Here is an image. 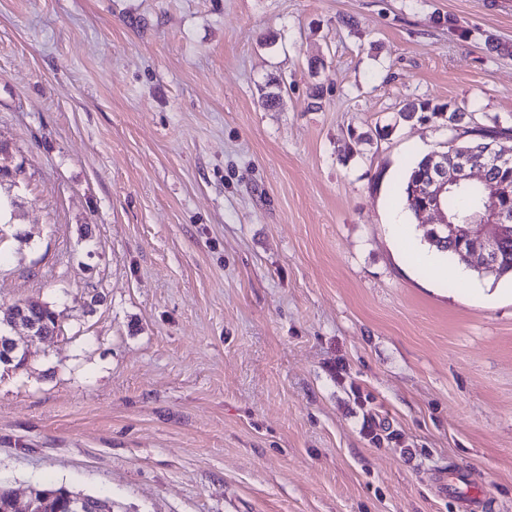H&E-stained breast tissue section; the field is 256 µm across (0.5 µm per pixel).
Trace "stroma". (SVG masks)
Segmentation results:
<instances>
[{"label": "stroma", "instance_id": "obj_1", "mask_svg": "<svg viewBox=\"0 0 512 512\" xmlns=\"http://www.w3.org/2000/svg\"><path fill=\"white\" fill-rule=\"evenodd\" d=\"M417 99L512 116V0H0V306L61 327L11 332L0 486L512 512V279L416 263ZM429 155H425L409 165L408 172L398 188V194L405 212L414 218L418 216L416 206L412 201L411 188L417 184L419 178L428 166ZM25 317L38 325L37 336L40 339L57 336L61 331L56 313L47 305L27 307ZM450 475L440 471L434 473V480L438 483L439 492L447 495L465 508L466 512H485L488 501L481 495H471L467 488V478L463 469L451 467Z\"/></svg>", "mask_w": 512, "mask_h": 512}]
</instances>
